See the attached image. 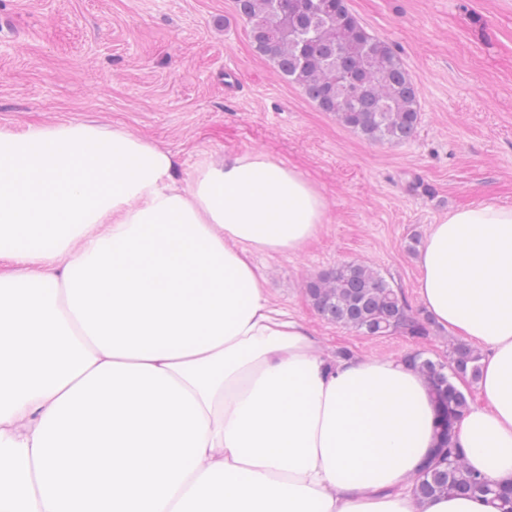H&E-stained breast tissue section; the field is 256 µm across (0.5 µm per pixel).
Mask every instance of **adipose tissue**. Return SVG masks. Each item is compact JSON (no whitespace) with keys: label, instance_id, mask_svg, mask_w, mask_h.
<instances>
[{"label":"adipose tissue","instance_id":"1","mask_svg":"<svg viewBox=\"0 0 512 512\" xmlns=\"http://www.w3.org/2000/svg\"><path fill=\"white\" fill-rule=\"evenodd\" d=\"M321 190L262 152L202 161L124 128L0 127V512H492L419 497L434 405L408 363L325 359L259 253L302 251ZM418 293L482 350L459 440L512 484V207L431 225Z\"/></svg>","mask_w":512,"mask_h":512}]
</instances>
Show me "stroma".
Masks as SVG:
<instances>
[{
	"label": "stroma",
	"mask_w": 512,
	"mask_h": 512,
	"mask_svg": "<svg viewBox=\"0 0 512 512\" xmlns=\"http://www.w3.org/2000/svg\"><path fill=\"white\" fill-rule=\"evenodd\" d=\"M347 4L418 88L411 141L371 142L321 111L255 52L234 0H0V127L119 126L170 150L182 180L232 153L296 167L328 222L299 253L256 256L273 300L325 355L444 361L440 325L423 341L366 337L322 320L305 284L363 261L421 308L411 238L461 205L512 206V0Z\"/></svg>",
	"instance_id": "obj_1"
}]
</instances>
